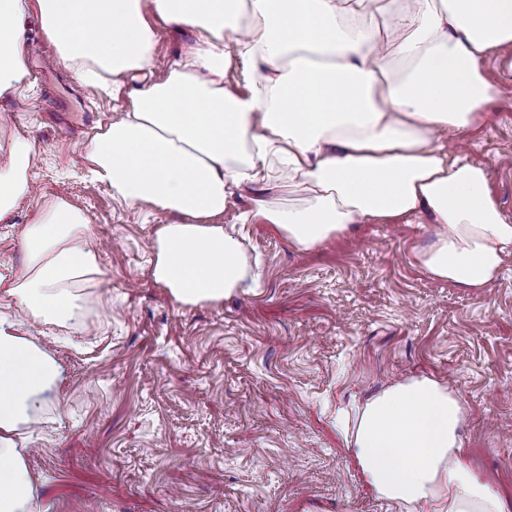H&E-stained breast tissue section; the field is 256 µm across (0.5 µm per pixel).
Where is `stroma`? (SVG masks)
I'll return each instance as SVG.
<instances>
[{
    "mask_svg": "<svg viewBox=\"0 0 512 512\" xmlns=\"http://www.w3.org/2000/svg\"><path fill=\"white\" fill-rule=\"evenodd\" d=\"M23 96L0 141L31 140L43 196L88 217L100 281L81 289L69 330L30 327L61 379L20 451L48 512H398L362 478L336 414L395 383L428 377L462 399L461 453L512 499V260L480 289L430 277L415 259L432 226L355 224L310 251L256 214L300 206L274 170L270 187L235 188L224 225L258 273L223 303L183 306L151 273L148 244L176 214L132 208L87 178L85 147L112 115L111 93L82 86L26 23ZM512 45L487 57L496 94L451 154L485 165L512 224ZM36 200L0 223V275L17 272V231Z\"/></svg>",
    "mask_w": 512,
    "mask_h": 512,
    "instance_id": "stroma-1",
    "label": "stroma"
}]
</instances>
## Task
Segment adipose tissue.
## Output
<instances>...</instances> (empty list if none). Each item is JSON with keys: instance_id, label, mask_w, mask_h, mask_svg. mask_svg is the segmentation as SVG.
<instances>
[{"instance_id": "adipose-tissue-1", "label": "adipose tissue", "mask_w": 512, "mask_h": 512, "mask_svg": "<svg viewBox=\"0 0 512 512\" xmlns=\"http://www.w3.org/2000/svg\"><path fill=\"white\" fill-rule=\"evenodd\" d=\"M0 0V96L26 74L24 23L37 15L55 60L86 86L111 85L121 114L89 143L93 181L127 205L182 215L153 240V276L183 306L223 302L249 276L237 239L214 221L230 190L268 182L273 163L308 196L302 209L259 204L295 247L312 249L352 224L428 214L427 273L481 289L512 256V224L483 165L442 139L468 132L492 91L482 62L512 44V0ZM197 31L154 80V20ZM256 80L224 88L230 56ZM36 154L0 145V223L33 197ZM22 269L0 275V512H43L16 435L49 403L58 367L19 322L64 325L79 289L103 274L93 229L61 198L19 229ZM460 397L429 378L396 383L357 409L349 448L374 493L404 512H512L459 455Z\"/></svg>"}]
</instances>
